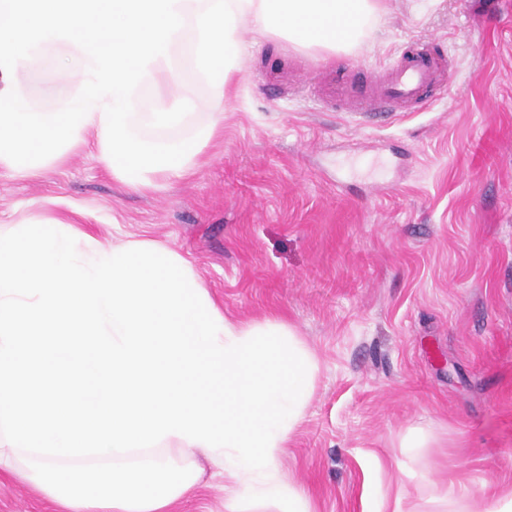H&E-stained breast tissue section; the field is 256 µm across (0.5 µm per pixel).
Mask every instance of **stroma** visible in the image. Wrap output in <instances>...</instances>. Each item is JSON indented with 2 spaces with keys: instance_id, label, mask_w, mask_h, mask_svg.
Returning <instances> with one entry per match:
<instances>
[{
  "instance_id": "stroma-1",
  "label": "stroma",
  "mask_w": 512,
  "mask_h": 512,
  "mask_svg": "<svg viewBox=\"0 0 512 512\" xmlns=\"http://www.w3.org/2000/svg\"><path fill=\"white\" fill-rule=\"evenodd\" d=\"M249 45L223 99L209 83L180 138L223 113L186 180L129 190L91 146L30 177L0 174V223L57 220L119 246L161 243L188 261L226 315L288 324L320 370L281 466L316 512H367L365 479L394 484V459L435 483L512 482V430L495 369L512 354V0H385L347 51H313L243 28ZM452 61L433 102L392 119L327 105L323 78L384 68L410 44ZM30 107L56 111L77 79L22 72ZM497 134L491 162L471 147ZM430 445L404 455L408 429ZM205 469L171 512H224ZM0 512H58L0 471Z\"/></svg>"
}]
</instances>
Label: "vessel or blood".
Segmentation results:
<instances>
[{"label": "vessel or blood", "mask_w": 512, "mask_h": 512, "mask_svg": "<svg viewBox=\"0 0 512 512\" xmlns=\"http://www.w3.org/2000/svg\"><path fill=\"white\" fill-rule=\"evenodd\" d=\"M447 78L446 58L421 47L403 53L383 72L370 75L367 87L348 79H334L326 84L325 93L339 101L358 103L362 113L388 117L425 101L430 90Z\"/></svg>", "instance_id": "b4317fda"}]
</instances>
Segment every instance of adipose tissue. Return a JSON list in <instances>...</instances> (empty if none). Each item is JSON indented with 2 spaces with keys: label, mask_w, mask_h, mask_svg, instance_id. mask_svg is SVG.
Segmentation results:
<instances>
[{
  "label": "adipose tissue",
  "mask_w": 512,
  "mask_h": 512,
  "mask_svg": "<svg viewBox=\"0 0 512 512\" xmlns=\"http://www.w3.org/2000/svg\"><path fill=\"white\" fill-rule=\"evenodd\" d=\"M417 486H432L429 502L434 512H512V486L497 491H473L467 487L448 483L432 485L430 478L407 469H399L396 490L388 495L377 491L373 484H365L363 495L374 500V512H404L402 503L406 495L407 483Z\"/></svg>",
  "instance_id": "ef3b65f1"
}]
</instances>
